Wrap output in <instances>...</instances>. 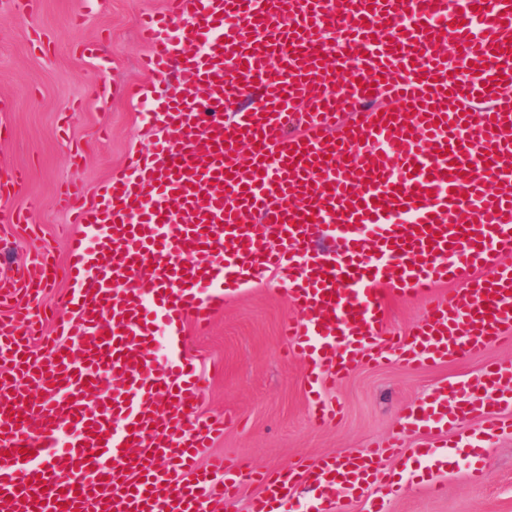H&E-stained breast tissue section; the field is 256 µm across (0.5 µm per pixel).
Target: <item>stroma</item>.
<instances>
[{"label":"stroma","mask_w":512,"mask_h":512,"mask_svg":"<svg viewBox=\"0 0 512 512\" xmlns=\"http://www.w3.org/2000/svg\"><path fill=\"white\" fill-rule=\"evenodd\" d=\"M167 8L168 0H34L25 8L0 7V104L10 107L0 114V177L14 168L25 176L0 212V277L12 275L42 247L66 264V238L81 227L70 223L62 194L74 183L94 194L132 152L151 148L140 120L153 103L136 95L154 80L141 67L147 47L139 20ZM94 40L101 57L81 56L80 44ZM103 70L109 92L95 102L91 94ZM12 210L22 211L26 223H9ZM295 314L283 285L270 277L241 289L203 333L186 335L185 349L207 379L203 414L237 417L213 446L248 468L235 512H247L257 491L252 471H273L302 457H337L392 439L400 443L399 455L385 460L384 472L402 490L386 501L385 512H512V426L477 457L482 481H472L467 465L452 461L438 495L428 489L418 454L430 447L431 436L406 434L400 426L409 407L448 382L485 404L482 366L512 362V348L493 346L416 372L392 360L353 367L325 393L340 408L335 424L318 427L310 419L308 367L281 335Z\"/></svg>","instance_id":"35a3bbf8"}]
</instances>
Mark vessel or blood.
Here are the masks:
<instances>
[{"instance_id":"1","label":"vessel or blood","mask_w":512,"mask_h":512,"mask_svg":"<svg viewBox=\"0 0 512 512\" xmlns=\"http://www.w3.org/2000/svg\"><path fill=\"white\" fill-rule=\"evenodd\" d=\"M143 39L149 70L177 71L150 114L164 140L93 202L79 187L66 195L85 232L69 241L52 337L34 347L40 315L0 318L8 512L232 502L238 464L196 465L224 430L199 411L202 375L185 358L159 368L152 344L181 342L270 271L297 310L284 334L310 370L319 425L337 415L323 390L354 366L392 357L416 371L512 345V267L500 262L512 253V0H169ZM447 41L465 78L435 51ZM56 277L35 253L0 280V306L35 303ZM451 281L464 292H439ZM409 293L428 307L399 340L385 298ZM482 383L512 411V365L486 364ZM462 393L440 386L403 428L452 427L468 412ZM394 454L387 443L260 474L250 512H333L338 494L383 512L398 484L371 477Z\"/></svg>"}]
</instances>
